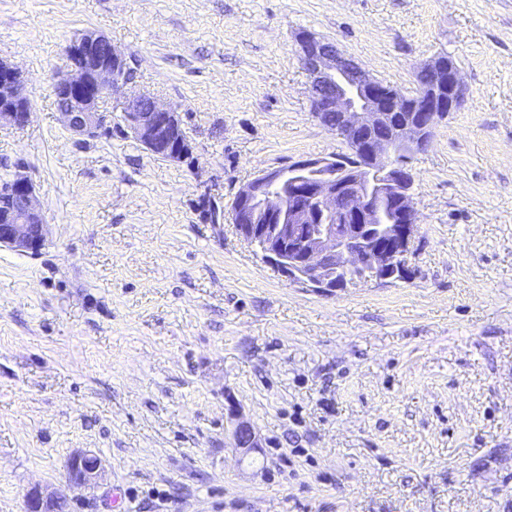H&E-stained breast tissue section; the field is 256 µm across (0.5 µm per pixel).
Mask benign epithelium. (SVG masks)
Here are the masks:
<instances>
[{
    "label": "benign epithelium",
    "instance_id": "7a95c632",
    "mask_svg": "<svg viewBox=\"0 0 512 512\" xmlns=\"http://www.w3.org/2000/svg\"><path fill=\"white\" fill-rule=\"evenodd\" d=\"M300 60L309 80L313 115L332 133L347 140L350 156L367 152L366 163H346L336 155L302 158L286 169L261 172L237 192L233 223L244 241L262 239L260 255L295 284L323 295L350 284L386 283L410 278L407 256L417 228L412 189L414 169L393 160L392 140L404 141L411 154L425 151L439 122L465 103L460 70L440 55L420 68L429 75L422 93L400 123L381 96V82L372 77L334 42L311 32L297 36ZM66 54L70 65L57 79L55 98L63 125L87 140L99 136L112 114L100 110L107 97L123 95L121 119L126 129L150 153L167 161L192 156L180 113L148 94L126 93L136 79V67L112 41L95 30L72 38ZM329 112L339 113L333 126ZM30 95L22 71L0 57V124L26 126L31 119ZM293 186L296 200L278 190ZM400 198L398 221L384 229L374 223L382 200ZM277 222L268 231V222ZM45 243V220L30 178L19 172L0 186V246L36 254ZM246 421L237 423L234 447H256ZM101 467L91 453L68 462L70 480L92 484ZM61 501L35 488L26 495L27 512H57Z\"/></svg>",
    "mask_w": 512,
    "mask_h": 512
}]
</instances>
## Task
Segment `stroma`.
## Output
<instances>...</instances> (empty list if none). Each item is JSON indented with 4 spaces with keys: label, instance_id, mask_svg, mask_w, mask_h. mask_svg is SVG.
Wrapping results in <instances>:
<instances>
[{
    "label": "stroma",
    "instance_id": "35a3bbf8",
    "mask_svg": "<svg viewBox=\"0 0 512 512\" xmlns=\"http://www.w3.org/2000/svg\"><path fill=\"white\" fill-rule=\"evenodd\" d=\"M86 29L193 159L62 125ZM302 31L407 93L459 66L465 104L413 161L410 280L325 296L232 221L261 171L349 151L311 114ZM0 57L32 104L0 182L26 170L48 225L38 254L0 246V512L35 486L65 512H512V0H0ZM241 420L257 449L232 448ZM101 467L100 459L91 453L75 454L68 462L70 480L79 486L92 484Z\"/></svg>",
    "mask_w": 512,
    "mask_h": 512
}]
</instances>
